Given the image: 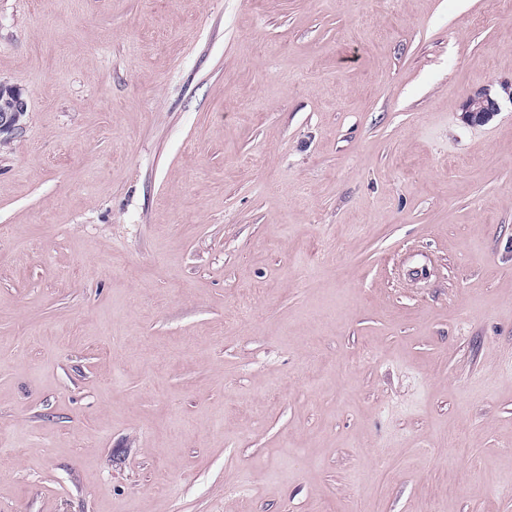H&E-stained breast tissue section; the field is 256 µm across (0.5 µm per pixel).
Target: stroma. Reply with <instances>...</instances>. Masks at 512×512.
I'll use <instances>...</instances> for the list:
<instances>
[{"label":"stroma","mask_w":512,"mask_h":512,"mask_svg":"<svg viewBox=\"0 0 512 512\" xmlns=\"http://www.w3.org/2000/svg\"><path fill=\"white\" fill-rule=\"evenodd\" d=\"M0 81V512H512V0H0ZM6 96L9 105L0 108V136L5 134L3 139H10L15 132L21 129L19 118L22 112L27 109V100L23 93L11 86L0 84V98ZM500 110L498 100L488 90H481L467 97L463 105V120L468 124H483Z\"/></svg>","instance_id":"1"}]
</instances>
